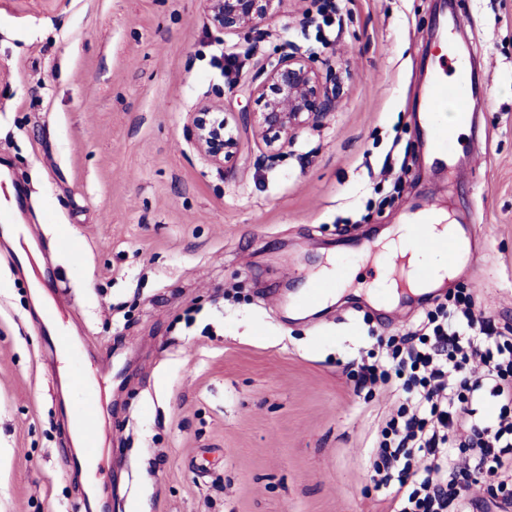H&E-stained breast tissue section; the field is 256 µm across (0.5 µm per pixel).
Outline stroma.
Listing matches in <instances>:
<instances>
[{"mask_svg":"<svg viewBox=\"0 0 512 512\" xmlns=\"http://www.w3.org/2000/svg\"><path fill=\"white\" fill-rule=\"evenodd\" d=\"M342 7L337 32L286 0L227 35L204 0H0V204L23 185L40 241L24 274L0 242V512H386L370 458L400 400L357 372L428 308L289 309L327 261L357 266L358 241L425 208L475 231L452 285L512 336V0ZM444 41L476 60L474 122L438 169L415 118L452 70ZM285 49L344 63L345 93L278 161L254 144L225 176L187 115L258 110L218 60L238 54L242 83ZM44 306L102 399L93 473L63 465L78 446Z\"/></svg>","mask_w":512,"mask_h":512,"instance_id":"35a3bbf8","label":"stroma"}]
</instances>
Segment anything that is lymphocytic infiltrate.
Wrapping results in <instances>:
<instances>
[{"label": "lymphocytic infiltrate", "instance_id": "lymphocytic-infiltrate-1", "mask_svg": "<svg viewBox=\"0 0 512 512\" xmlns=\"http://www.w3.org/2000/svg\"><path fill=\"white\" fill-rule=\"evenodd\" d=\"M360 375L403 394L371 464L375 485L394 490L390 512H468L466 493L485 472L499 478L491 498L512 501V338L470 296L450 294ZM484 390L500 413L479 422L472 405Z\"/></svg>", "mask_w": 512, "mask_h": 512}]
</instances>
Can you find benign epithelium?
<instances>
[{"instance_id": "benign-epithelium-1", "label": "benign epithelium", "mask_w": 512, "mask_h": 512, "mask_svg": "<svg viewBox=\"0 0 512 512\" xmlns=\"http://www.w3.org/2000/svg\"><path fill=\"white\" fill-rule=\"evenodd\" d=\"M211 24L226 34L252 30L279 16L284 0H205ZM313 54L298 51L268 56L243 90L261 105L258 112H226L224 103L202 105L188 116L187 128L197 150L210 164L232 172L250 139L273 160L306 128H315L336 111L343 90L337 73L324 78Z\"/></svg>"}]
</instances>
